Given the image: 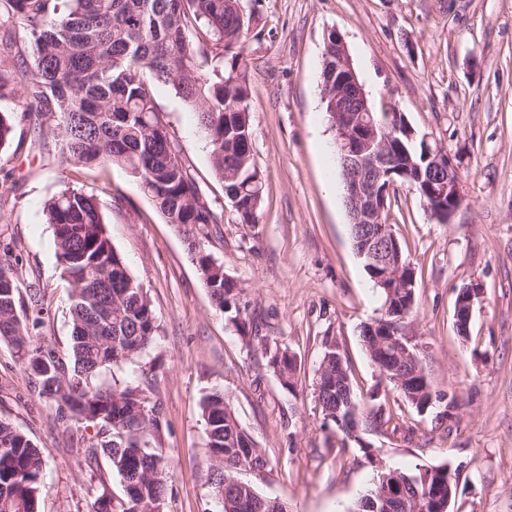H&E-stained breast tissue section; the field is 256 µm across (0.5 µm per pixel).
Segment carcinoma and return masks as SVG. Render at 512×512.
Returning a JSON list of instances; mask_svg holds the SVG:
<instances>
[{
    "instance_id": "1",
    "label": "carcinoma",
    "mask_w": 512,
    "mask_h": 512,
    "mask_svg": "<svg viewBox=\"0 0 512 512\" xmlns=\"http://www.w3.org/2000/svg\"><path fill=\"white\" fill-rule=\"evenodd\" d=\"M242 0H0V29L9 33L13 19L28 29L30 55L17 52L0 58V99L21 94L23 113L40 128L57 132L59 165L88 168L123 167L140 184L167 223L176 226L191 251L200 248L198 235L209 225L224 223L203 194L190 165L159 110L155 85L170 86L193 108L208 139L215 174L226 197H236L237 222L256 224L262 202L263 177L252 154L250 87L241 43L258 25L257 16L241 10ZM322 81L336 84V33L324 41ZM391 149L406 171L404 181L419 197L432 195L427 179L432 165L447 166L448 156H429L421 137L408 141L395 135ZM54 233L57 262L70 284L71 349L60 355L50 344L34 345L33 331L44 323L41 289H23L20 255L6 243L0 247L10 261L0 262V341L22 355L38 394L55 407L56 420L98 426L97 442L87 458L102 455L121 478L123 493L115 499L97 496L96 512H163L171 461L151 439L161 430L160 407L150 404L136 387L115 380L98 382L105 370L134 363L159 336L151 299L112 247L96 195L69 183L44 206ZM202 279L215 309L237 325L247 347L254 337L237 307L240 289L225 277L224 264L199 258ZM387 325L403 313L410 317L415 299L381 289ZM267 365L280 381L294 386L296 365L287 350L264 349ZM336 342L325 339L319 381L336 373ZM392 377L412 370L404 358L386 353ZM346 386L321 385L316 401L332 431L351 437L348 422L355 403L348 362ZM430 387L424 371L408 379L399 396L421 413L444 398L422 392ZM212 462V492L220 512H270L259 508L253 485L236 483L238 463L248 456L267 466L260 449L214 389L200 404ZM360 428H379L393 419L390 410H358ZM353 438V437H351ZM357 444L358 437L353 438ZM47 462L27 435L0 420V512H37ZM390 491L402 490L430 499L456 494L448 467L433 472L391 471ZM379 483L360 497L349 512H388L378 497Z\"/></svg>"
}]
</instances>
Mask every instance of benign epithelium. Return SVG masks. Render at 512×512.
Returning <instances> with one entry per match:
<instances>
[{
  "label": "benign epithelium",
  "mask_w": 512,
  "mask_h": 512,
  "mask_svg": "<svg viewBox=\"0 0 512 512\" xmlns=\"http://www.w3.org/2000/svg\"><path fill=\"white\" fill-rule=\"evenodd\" d=\"M336 91L331 87L323 88V97L336 96V107L332 114L336 116V149L341 156L345 199L353 231L362 229L364 224H376V234L381 240V249L364 245L358 255L371 265H381L392 258L393 250L398 242L391 227L383 219L386 208V194L398 186L395 175L399 170L394 168L395 159L390 141L399 129L378 126L367 116L371 112L367 95L359 83L352 67L350 56L341 35H336ZM460 175L453 160H448L446 178L439 182L436 196L448 198V207L439 208L428 204L427 208L439 220L451 222L456 211L462 204L459 189ZM394 281L379 277V284L393 291L395 288L414 287V275L395 273ZM483 289L478 283H471L459 291V299L455 306L454 325L458 335H467L472 311L477 299L481 298ZM398 351L420 360V346L404 337L391 336L388 339Z\"/></svg>",
  "instance_id": "benign-epithelium-1"
}]
</instances>
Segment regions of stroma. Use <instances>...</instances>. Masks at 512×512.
<instances>
[{
    "label": "stroma",
    "mask_w": 512,
    "mask_h": 512,
    "mask_svg": "<svg viewBox=\"0 0 512 512\" xmlns=\"http://www.w3.org/2000/svg\"><path fill=\"white\" fill-rule=\"evenodd\" d=\"M260 32L242 48L249 61L251 140L265 181L256 225L239 224L216 177L197 116L167 86L155 89L183 158L223 224L202 231L203 250L240 286L246 320L264 348L297 360L294 389L247 350L240 331L216 311L182 234L138 182L118 166L69 172L57 163L53 133L23 117L21 97L0 100L14 138L0 148V243L22 258L25 283L40 286L47 311L36 339L66 354L70 287L57 262L45 203L67 180L94 193L113 248L147 289L160 335L138 364L117 378L155 383L162 429L155 444L171 459L164 512H219L200 402L226 400L267 465L245 474L288 512H346L371 486L374 466L357 444L323 426L314 382L325 338L349 355L354 394L369 403L379 377L360 333L381 314L350 236L335 132L321 102L324 39L343 38L376 111L402 112L421 136L445 147L457 165L463 204L443 224L408 188L391 197L387 222L415 270L417 313L405 321L422 347L434 392L457 399L453 418L402 406L396 430H367L384 465L405 470L449 465L457 490L450 512H512V0H245ZM481 283L468 337L457 335L459 289ZM0 420L24 432L48 466L38 512H93V490L122 491L106 459L88 463L96 440L86 423H61L40 397L12 345L0 343Z\"/></svg>",
    "instance_id": "35a3bbf8"
}]
</instances>
